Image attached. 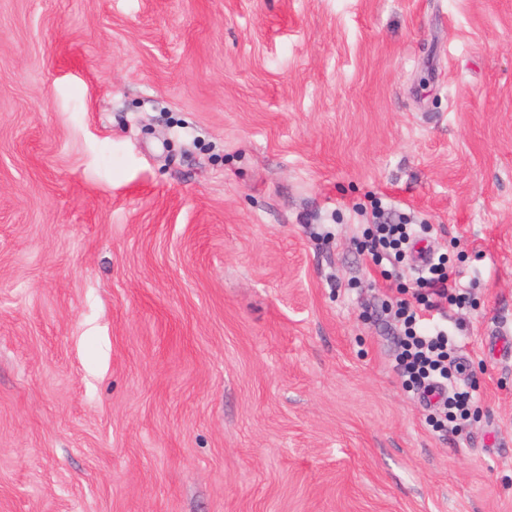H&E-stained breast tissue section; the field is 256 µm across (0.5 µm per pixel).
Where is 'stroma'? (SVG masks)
I'll return each instance as SVG.
<instances>
[{
  "label": "stroma",
  "mask_w": 512,
  "mask_h": 512,
  "mask_svg": "<svg viewBox=\"0 0 512 512\" xmlns=\"http://www.w3.org/2000/svg\"><path fill=\"white\" fill-rule=\"evenodd\" d=\"M389 198L471 416L396 366ZM512 0H0V512H512ZM371 215L373 228L366 230L365 249L376 267L391 263L392 259L401 262L409 250L411 240L428 229L426 224L391 223L382 202Z\"/></svg>",
  "instance_id": "obj_1"
}]
</instances>
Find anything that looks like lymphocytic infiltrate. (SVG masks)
Here are the masks:
<instances>
[{
	"mask_svg": "<svg viewBox=\"0 0 512 512\" xmlns=\"http://www.w3.org/2000/svg\"><path fill=\"white\" fill-rule=\"evenodd\" d=\"M372 224L366 234L365 248L377 266L402 261L411 240L424 230L420 224L392 223L381 206L374 208ZM445 264V258L438 256L431 258L425 267L412 268L413 281L421 292L414 301L402 303L398 310L399 373L405 387L417 394L440 391V399L430 405L440 424L450 419H467L471 402L469 390L452 387L455 374L465 369L464 364L451 360L459 345V335L434 315L444 303L459 309L467 304L465 293L450 283Z\"/></svg>",
	"mask_w": 512,
	"mask_h": 512,
	"instance_id": "lymphocytic-infiltrate-1",
	"label": "lymphocytic infiltrate"
}]
</instances>
